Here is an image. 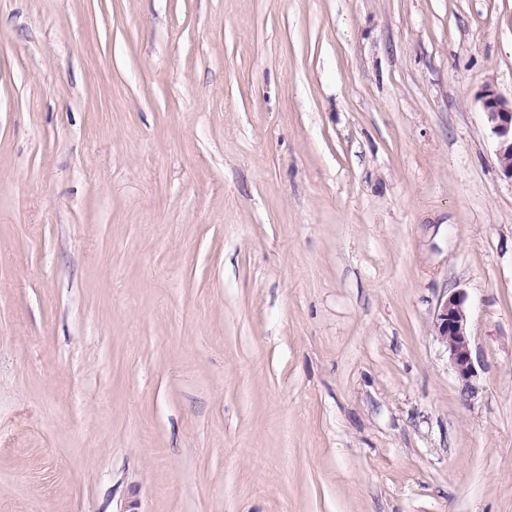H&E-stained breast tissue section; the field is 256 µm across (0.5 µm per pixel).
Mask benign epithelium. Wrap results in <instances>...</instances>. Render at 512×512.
<instances>
[{"label":"benign epithelium","mask_w":512,"mask_h":512,"mask_svg":"<svg viewBox=\"0 0 512 512\" xmlns=\"http://www.w3.org/2000/svg\"><path fill=\"white\" fill-rule=\"evenodd\" d=\"M481 99L487 125L497 141L499 166L503 174L512 179V99L508 100L490 90L485 91ZM465 302L466 296L462 292H454L440 300L434 331L436 340L448 354L454 373L467 390L470 379L475 375V368Z\"/></svg>","instance_id":"obj_1"}]
</instances>
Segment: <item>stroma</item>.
<instances>
[{
	"mask_svg": "<svg viewBox=\"0 0 512 512\" xmlns=\"http://www.w3.org/2000/svg\"><path fill=\"white\" fill-rule=\"evenodd\" d=\"M487 88L512 0H0V512H512ZM465 302L463 292H454L442 298L436 310L434 331L436 340L448 354L454 373L466 387L475 375V368Z\"/></svg>",
	"mask_w": 512,
	"mask_h": 512,
	"instance_id": "35a3bbf8",
	"label": "stroma"
}]
</instances>
